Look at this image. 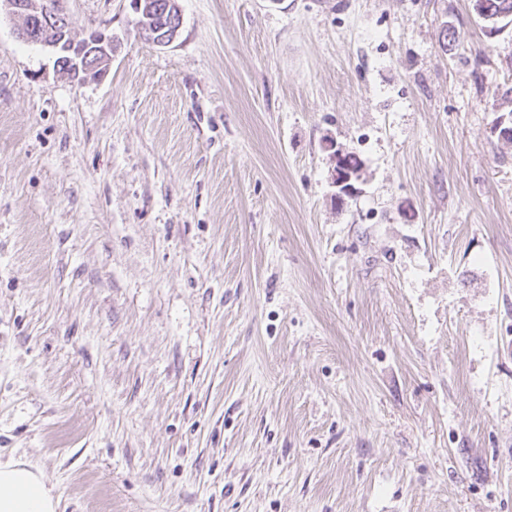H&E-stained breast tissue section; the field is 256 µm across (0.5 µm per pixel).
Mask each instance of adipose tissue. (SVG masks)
Masks as SVG:
<instances>
[{"mask_svg":"<svg viewBox=\"0 0 512 512\" xmlns=\"http://www.w3.org/2000/svg\"><path fill=\"white\" fill-rule=\"evenodd\" d=\"M59 498L38 467L0 461V512H57Z\"/></svg>","mask_w":512,"mask_h":512,"instance_id":"obj_1","label":"adipose tissue"}]
</instances>
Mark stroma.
<instances>
[{"label":"stroma","mask_w":512,"mask_h":512,"mask_svg":"<svg viewBox=\"0 0 512 512\" xmlns=\"http://www.w3.org/2000/svg\"><path fill=\"white\" fill-rule=\"evenodd\" d=\"M178 5L63 0L84 82L0 14V461L58 512H512V24ZM343 157V150L336 148L335 166L333 168L332 181L336 187V198L342 199L352 195L357 189L355 182L361 180L362 171L348 172L342 168L340 160Z\"/></svg>","instance_id":"stroma-1"}]
</instances>
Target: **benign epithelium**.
<instances>
[{
  "label": "benign epithelium",
  "mask_w": 512,
  "mask_h": 512,
  "mask_svg": "<svg viewBox=\"0 0 512 512\" xmlns=\"http://www.w3.org/2000/svg\"><path fill=\"white\" fill-rule=\"evenodd\" d=\"M137 24L143 34L150 33L144 25V15L151 10L150 0H131ZM20 19H45L43 32L32 30L28 24L19 28L18 37L48 48L54 54V66L62 73L81 82L89 78H103L112 62V35L98 30L93 37L79 41L73 36L71 17L63 11L60 0H0V10ZM343 150L336 149L332 181L336 187V198L342 199L356 191L355 183L361 180L362 172H348L340 160Z\"/></svg>",
  "instance_id": "obj_1"
}]
</instances>
